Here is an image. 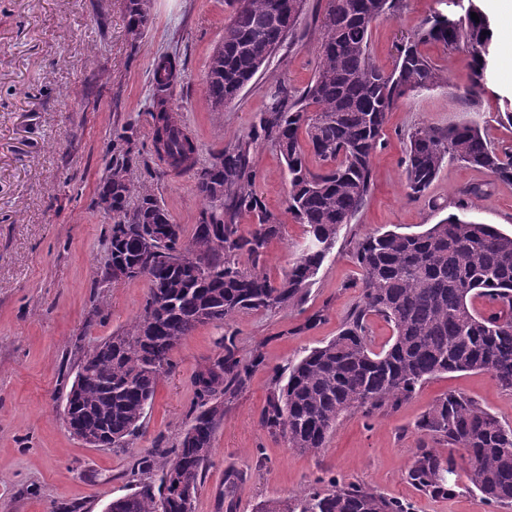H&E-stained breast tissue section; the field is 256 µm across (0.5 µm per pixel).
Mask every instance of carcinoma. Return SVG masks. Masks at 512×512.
<instances>
[{"instance_id": "cac0c4a2", "label": "carcinoma", "mask_w": 512, "mask_h": 512, "mask_svg": "<svg viewBox=\"0 0 512 512\" xmlns=\"http://www.w3.org/2000/svg\"><path fill=\"white\" fill-rule=\"evenodd\" d=\"M400 0H328L318 45L320 63L300 93L280 84L258 123L198 166V145L176 118L170 90L183 68L175 56L153 70L154 149L175 170L193 172L201 203L187 238L154 194L128 177L140 152L122 137L115 164L99 195L112 196V264L132 266L153 250L148 295L130 328L87 350L64 399L63 416L73 429L96 436L104 448H122L139 433L172 350L200 325L225 324L245 310H273L302 297L312 284L339 229L351 223L371 186L372 159L387 114L409 92L440 76L419 50L427 41L464 49L471 63L472 92L485 79L492 39L488 19L475 5L470 15L436 16L400 51L385 73L368 54L372 24L394 12ZM129 27L140 38L149 22L148 0H127ZM303 0H237L224 43L212 55L205 93L219 106L233 102L296 28ZM477 14L479 20L471 18ZM305 129L313 170L299 142ZM260 144L277 148L288 169V212L307 227L308 245L278 281L261 269L267 246L281 232L255 188L253 154ZM457 161L512 183V157H505L470 123L438 131L417 127L408 135L406 187L423 196L445 162ZM138 203L128 209L132 194ZM254 215L258 227L244 235L238 219ZM177 251L176 266L165 262ZM361 269V305L340 332L288 367L273 370L262 424L288 447L316 453L325 447L339 416L348 410L371 414L409 402L426 381L440 374L489 373L512 392V235L490 224L451 214L426 231L388 230L356 244ZM375 315L393 329L388 347L376 351L367 332ZM264 364L254 350L241 354L235 336L195 375L190 424L172 448H154L129 472L131 492L112 512H186L177 484L198 495L211 462L224 402L234 398ZM417 428L448 442L459 458L418 448L407 480L431 496H450L452 477L463 472L468 489L494 509L512 502V426L472 398L451 392L435 400ZM261 512H408L397 500L361 484L331 482L292 502L272 501Z\"/></svg>"}]
</instances>
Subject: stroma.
Returning <instances> with one entry per match:
<instances>
[{
	"mask_svg": "<svg viewBox=\"0 0 512 512\" xmlns=\"http://www.w3.org/2000/svg\"><path fill=\"white\" fill-rule=\"evenodd\" d=\"M472 0H401L369 35L371 61L392 70L399 50L437 14L464 16ZM476 1L493 30L484 86L472 92L469 59L429 42L421 50L437 69L435 85L410 92L388 115L373 156L370 193L343 225L301 301L275 311H245L230 324L199 326L178 344L157 385L140 433L122 448H92L70 434L62 400L84 351L122 333L142 311L144 278L103 280L111 221L99 209L98 185L112 164V143L133 136L141 162L128 176L154 194L175 223L192 230L200 202L191 173L160 162L153 146V65L174 55L184 65L173 102L199 147L200 163L244 136L277 85L303 90L319 65L317 45L327 0H304L295 35L271 56L234 102L214 108L204 92L209 59L224 38L235 0H149L141 41L128 32L126 0H0V512H104L129 493L127 469L154 447L176 445L195 397L193 378L235 334L241 354L265 357L246 386L224 405L214 453L193 512H257L261 504L296 497L322 480L359 483L412 505L414 512H489L478 495L422 494L405 479L420 446L448 455L445 441L416 423L431 404L456 391L512 425V393L483 371L428 380L397 409L340 416L325 448L288 447L261 422L273 369H287L305 351L339 332L361 302L354 247L374 231L418 233L455 213L512 234V184L460 162L444 164L422 197H408L406 143L413 129L448 130L478 123L499 151L512 152V23L500 22L489 0ZM256 190L283 222L263 262L280 279L304 247L307 229L287 212L283 158L263 144L254 152ZM324 318L314 326L307 319ZM239 482L232 497L224 480Z\"/></svg>",
	"mask_w": 512,
	"mask_h": 512,
	"instance_id": "35a3bbf8",
	"label": "stroma"
}]
</instances>
